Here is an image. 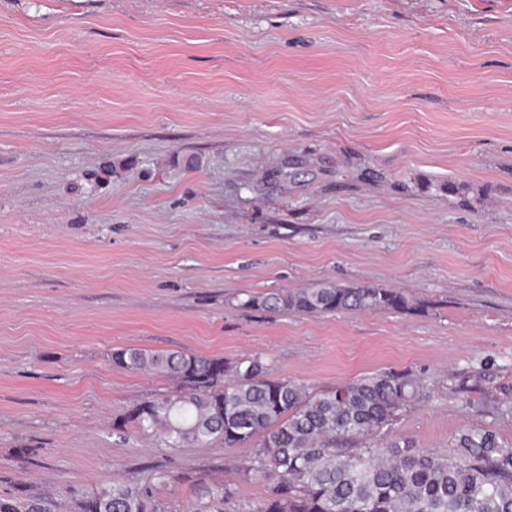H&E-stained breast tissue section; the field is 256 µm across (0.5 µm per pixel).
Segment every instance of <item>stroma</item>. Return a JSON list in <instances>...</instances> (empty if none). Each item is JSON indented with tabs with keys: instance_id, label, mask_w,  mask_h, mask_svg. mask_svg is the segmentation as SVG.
I'll return each instance as SVG.
<instances>
[{
	"instance_id": "stroma-1",
	"label": "stroma",
	"mask_w": 512,
	"mask_h": 512,
	"mask_svg": "<svg viewBox=\"0 0 512 512\" xmlns=\"http://www.w3.org/2000/svg\"><path fill=\"white\" fill-rule=\"evenodd\" d=\"M324 283L424 308L239 305ZM125 347L314 390L411 370L431 396L383 438L512 440L449 389L512 384V0H0V494L160 466L246 512L248 449L113 433L176 389ZM178 480L195 489V503L190 512H226L224 504H230L237 497V485L230 482H212L197 474H182Z\"/></svg>"
}]
</instances>
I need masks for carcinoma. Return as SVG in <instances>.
I'll return each instance as SVG.
<instances>
[{"instance_id":"1","label":"carcinoma","mask_w":512,"mask_h":512,"mask_svg":"<svg viewBox=\"0 0 512 512\" xmlns=\"http://www.w3.org/2000/svg\"><path fill=\"white\" fill-rule=\"evenodd\" d=\"M240 307L301 312L389 310L409 313L421 303L398 288L323 284L297 292L248 295ZM112 362L177 381L171 395L145 400L119 414L113 431L135 429L162 448L187 444L250 448L241 478L264 479L265 493L246 512H512V441L492 426L455 438L453 453L424 452L408 440L384 451L338 448L367 438L429 398L428 381L413 371H381L312 391L268 377L259 356L235 360L121 348ZM468 378L497 412L512 413V385L499 384L484 365ZM170 472L148 467L135 481L114 479L67 487L71 512H184L166 495ZM180 481L195 489L190 512H226L237 485L197 474ZM0 512H57L52 496L0 497Z\"/></svg>"}]
</instances>
